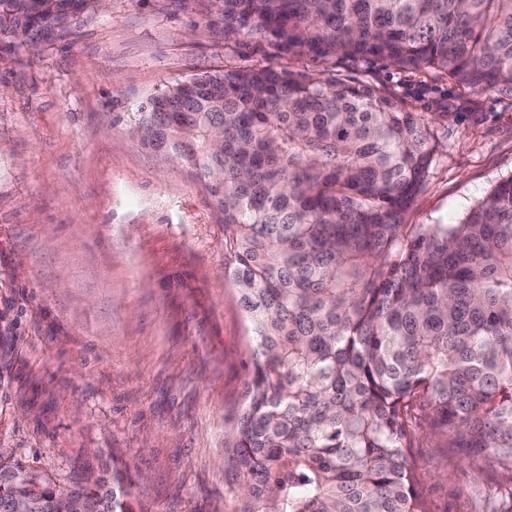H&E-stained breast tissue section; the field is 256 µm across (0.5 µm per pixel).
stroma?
Segmentation results:
<instances>
[{
	"mask_svg": "<svg viewBox=\"0 0 512 512\" xmlns=\"http://www.w3.org/2000/svg\"><path fill=\"white\" fill-rule=\"evenodd\" d=\"M261 67L378 87L428 122L404 221L451 224L512 176V93L374 58L283 55L176 0H105L35 48L0 44V480L127 467L137 512H232L227 419L256 339L201 184L133 135L147 98ZM433 512H479L485 474L420 427Z\"/></svg>",
	"mask_w": 512,
	"mask_h": 512,
	"instance_id": "obj_1",
	"label": "stroma"
}]
</instances>
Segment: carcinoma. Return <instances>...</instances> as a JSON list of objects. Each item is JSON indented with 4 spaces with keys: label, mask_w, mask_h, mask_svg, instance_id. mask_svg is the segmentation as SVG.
I'll return each instance as SVG.
<instances>
[{
    "label": "carcinoma",
    "mask_w": 512,
    "mask_h": 512,
    "mask_svg": "<svg viewBox=\"0 0 512 512\" xmlns=\"http://www.w3.org/2000/svg\"><path fill=\"white\" fill-rule=\"evenodd\" d=\"M283 54L378 58L512 92V0H196ZM97 0H0V32L42 40ZM135 132L201 182L224 274L257 339L224 435L233 512H433L411 448L422 421L498 480L512 512V176L453 224H406L430 161L425 119L365 84L271 67L151 95ZM129 480L7 485L53 512L84 496L135 512Z\"/></svg>",
    "instance_id": "cac0c4a2"
}]
</instances>
